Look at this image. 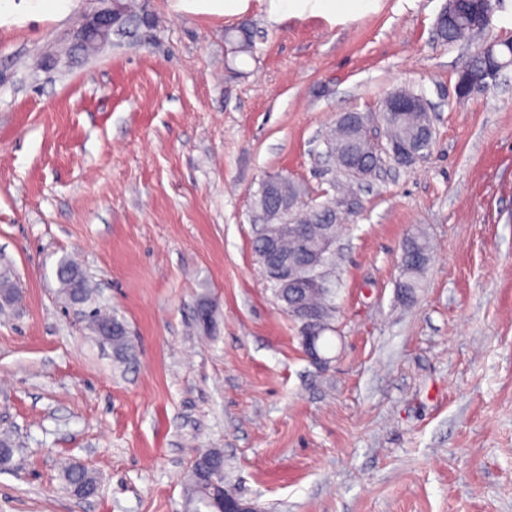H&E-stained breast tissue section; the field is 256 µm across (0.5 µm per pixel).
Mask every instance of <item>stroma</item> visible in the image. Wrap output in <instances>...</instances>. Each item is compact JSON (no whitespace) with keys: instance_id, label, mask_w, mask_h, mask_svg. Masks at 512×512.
<instances>
[{"instance_id":"35a3bbf8","label":"stroma","mask_w":512,"mask_h":512,"mask_svg":"<svg viewBox=\"0 0 512 512\" xmlns=\"http://www.w3.org/2000/svg\"><path fill=\"white\" fill-rule=\"evenodd\" d=\"M101 49L71 36L93 0L0 25V512H181L196 453L262 512H512V68L457 99L458 72L512 39L500 0L470 43L437 38L445 0H373L336 15H235L136 0ZM253 31L231 57L225 33ZM428 102L420 161H384L357 191L336 252L331 363L307 358L253 239L274 175L305 204L335 196L325 129L394 90ZM429 261L400 296L406 238ZM91 276L133 354L116 362L60 293ZM215 314L196 325L201 296ZM77 462L100 493L67 488Z\"/></svg>"}]
</instances>
